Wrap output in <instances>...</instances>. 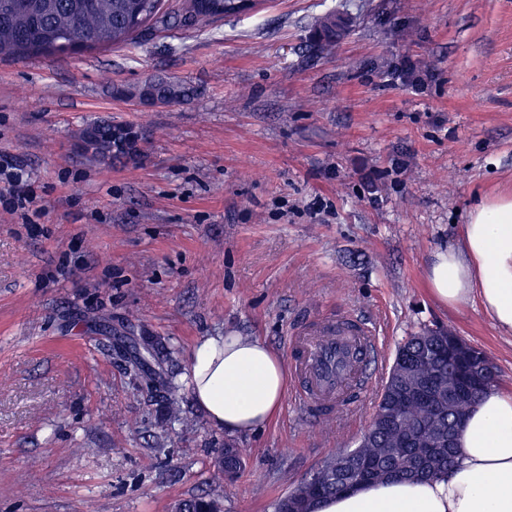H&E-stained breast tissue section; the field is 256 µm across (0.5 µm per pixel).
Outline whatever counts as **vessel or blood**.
Listing matches in <instances>:
<instances>
[{
    "label": "vessel or blood",
    "instance_id": "vessel-or-blood-1",
    "mask_svg": "<svg viewBox=\"0 0 512 512\" xmlns=\"http://www.w3.org/2000/svg\"><path fill=\"white\" fill-rule=\"evenodd\" d=\"M294 386L292 398L299 406L329 416L349 410L350 398H365L375 378L352 359L354 349L363 356L375 357L379 346L368 323L342 317L320 322L291 336Z\"/></svg>",
    "mask_w": 512,
    "mask_h": 512
}]
</instances>
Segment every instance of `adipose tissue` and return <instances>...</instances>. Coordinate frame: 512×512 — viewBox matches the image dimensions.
<instances>
[{"label": "adipose tissue", "instance_id": "obj_1", "mask_svg": "<svg viewBox=\"0 0 512 512\" xmlns=\"http://www.w3.org/2000/svg\"><path fill=\"white\" fill-rule=\"evenodd\" d=\"M431 294L445 306L478 300L512 333V198H486L470 212L463 246L436 253ZM188 385L216 428L263 429L287 387L283 361L249 336H207L193 346ZM459 459L448 474L419 481H374L324 500L317 512H512V395L487 390L469 412Z\"/></svg>", "mask_w": 512, "mask_h": 512}]
</instances>
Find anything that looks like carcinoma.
Instances as JSON below:
<instances>
[{"instance_id":"1","label":"carcinoma","mask_w":512,"mask_h":512,"mask_svg":"<svg viewBox=\"0 0 512 512\" xmlns=\"http://www.w3.org/2000/svg\"><path fill=\"white\" fill-rule=\"evenodd\" d=\"M197 8L174 15L162 12L164 0H0V59L64 55L102 48L129 45L151 22L161 18L176 26H196L216 17H232L253 10L243 0H195ZM347 30V21L335 15L320 18L316 32L320 40L331 43L335 29ZM139 95L162 104H175L190 96V89L174 81L145 83ZM113 125L96 121L86 125L80 136H88L93 155L111 159L124 155L113 148ZM456 334L450 330L424 329L399 346L374 413H392L394 421H376L361 437L356 474L358 485L381 479H434L453 466L458 453L444 443L426 458L424 448L439 436L460 433L470 409L486 390L497 383L492 360L479 348L466 352L453 350ZM483 359L489 366L482 380L461 390L453 402L433 399L427 403H408V390L420 383L428 367L440 366L452 375L466 369L472 360ZM169 421L181 419V385L174 379L163 381ZM243 467L236 448L224 451L220 470L231 479ZM336 458L326 460L312 477L299 482L280 499L275 512H313L311 505L337 494H344L334 474Z\"/></svg>"}]
</instances>
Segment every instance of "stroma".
Masks as SVG:
<instances>
[{
	"instance_id": "stroma-1",
	"label": "stroma",
	"mask_w": 512,
	"mask_h": 512,
	"mask_svg": "<svg viewBox=\"0 0 512 512\" xmlns=\"http://www.w3.org/2000/svg\"><path fill=\"white\" fill-rule=\"evenodd\" d=\"M349 33L323 46L316 21ZM411 65L423 90L394 78ZM152 79L191 90L143 102ZM107 120L137 162L74 149ZM0 163L39 215L0 206V512H275L325 459L357 447L375 397L326 421L283 401L255 433L182 421L126 368L153 336L186 374L201 337L253 336L281 358L307 324L380 329L379 373L421 328L486 351L512 394V334L478 301L446 307L426 274L471 209L512 195V0H262L135 43L0 60ZM245 465L215 467L225 448Z\"/></svg>"
}]
</instances>
